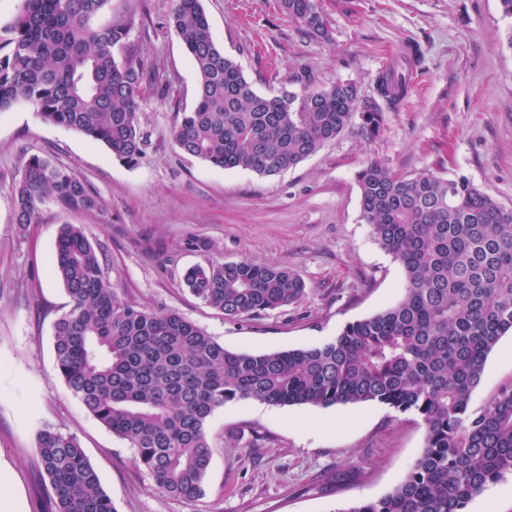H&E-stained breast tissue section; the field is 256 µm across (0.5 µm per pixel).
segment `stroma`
<instances>
[{"mask_svg": "<svg viewBox=\"0 0 512 512\" xmlns=\"http://www.w3.org/2000/svg\"><path fill=\"white\" fill-rule=\"evenodd\" d=\"M202 3L214 42L260 93L341 79L371 97L402 45L419 47L421 62L379 136H365L355 123L284 173L224 170L182 152L172 138L197 87L170 24L172 0H110L102 21H132L116 59L170 81L168 90H148L141 105L147 143L138 163L44 122L29 104L0 112V468L14 477L17 512L50 508L36 451L45 427L77 436L117 512H343L401 483L425 441L418 417L378 403L233 401L208 420L214 452L204 497L186 503L162 494L56 367L54 324L69 302L53 273L61 225L82 228L120 297L174 310L226 349L256 354L321 345L400 299L404 271L361 218L356 173L365 162L403 176L431 169L464 177L512 207V19L499 0H319L324 37L306 33L279 0ZM34 154L86 180L102 210L65 213L48 204L37 224L20 230L12 185ZM193 238L203 248L188 247ZM243 258L292 269L303 295L229 321L183 284L190 266ZM510 381L511 334L488 357L472 409Z\"/></svg>", "mask_w": 512, "mask_h": 512, "instance_id": "1", "label": "stroma"}]
</instances>
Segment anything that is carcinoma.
I'll use <instances>...</instances> for the list:
<instances>
[{
	"label": "carcinoma",
	"mask_w": 512,
	"mask_h": 512,
	"mask_svg": "<svg viewBox=\"0 0 512 512\" xmlns=\"http://www.w3.org/2000/svg\"><path fill=\"white\" fill-rule=\"evenodd\" d=\"M110 0H20L0 30V111L19 102L43 121L103 144L135 164L145 137L138 121L141 66L116 60L129 32L98 24ZM308 33L323 35L318 0H280ZM170 23L197 73L196 104L172 130L180 150L215 167L281 174L314 155L357 118L369 137L408 93L417 59L407 55L375 79L377 97L336 80L260 94L213 41L202 0H173ZM361 217L405 273L401 298L310 348L230 351L178 312L122 299L81 227L65 224L53 271L69 308L54 326L59 374L86 410L133 449L163 494L204 495L212 459L207 421L224 404L278 406L378 403L413 413L425 446L405 479L376 501L340 512H466L488 485L512 475V383L470 408L489 354L512 334V208L465 177L422 170L400 176L377 161L356 174ZM15 223L38 221L52 204L94 212L102 200L83 179L30 156L14 183ZM190 292L230 320L288 306L304 292L289 268L248 259L194 267ZM54 512H117L78 438L37 435Z\"/></svg>",
	"instance_id": "carcinoma-1"
}]
</instances>
